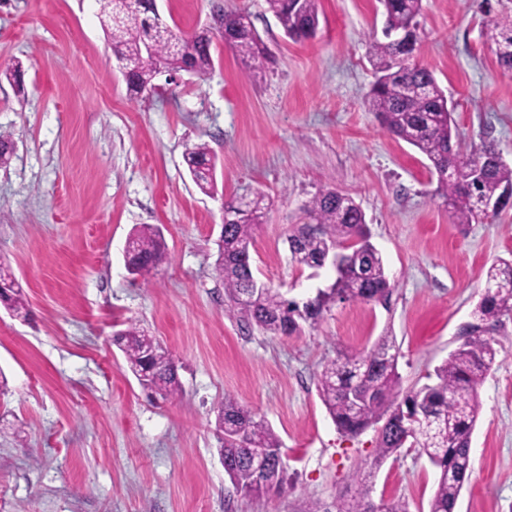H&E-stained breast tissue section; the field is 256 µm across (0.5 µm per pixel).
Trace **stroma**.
<instances>
[{"label":"stroma","instance_id":"obj_1","mask_svg":"<svg viewBox=\"0 0 512 512\" xmlns=\"http://www.w3.org/2000/svg\"><path fill=\"white\" fill-rule=\"evenodd\" d=\"M174 30L212 25L215 8L248 15L270 52L247 76L215 35L204 76L161 73L130 98L97 0H0V129L17 150L0 167V270L31 308L0 311V512H307L362 494L428 512L435 470L417 449L375 464L377 428L339 433L317 376L338 352L394 336L403 389L427 383L461 342L485 271L512 258V208L460 227L416 148L364 107L378 0H320L314 38H288L265 0H157ZM512 0H423L418 62L456 104L467 143L495 141L512 165V76L483 37ZM20 67L22 84L3 76ZM205 143L217 192L183 161ZM334 187L361 206L394 286L389 303L335 304L315 326L277 336L224 310L214 269L225 201L273 205L250 249L259 282L303 301L332 278L292 261L288 236ZM161 228L169 260L130 275L135 227ZM134 322L167 347L179 396L164 400L127 371L112 343ZM499 350L479 388L473 471L455 512H512V315L490 329ZM263 418L282 442L283 489L236 493L215 431L224 401ZM372 471L370 482L361 474Z\"/></svg>","mask_w":512,"mask_h":512}]
</instances>
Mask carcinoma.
<instances>
[{"label": "carcinoma", "mask_w": 512, "mask_h": 512, "mask_svg": "<svg viewBox=\"0 0 512 512\" xmlns=\"http://www.w3.org/2000/svg\"><path fill=\"white\" fill-rule=\"evenodd\" d=\"M103 25L112 51L121 62L129 95L136 98L154 87L161 71H190L204 75L213 67L212 32L187 36L162 22L154 0H99ZM385 16L382 37L368 46L375 80L364 100L367 111L394 137L412 145L430 162L437 177L436 194L443 198L455 224H473L499 215L512 200V167L491 164L499 154L491 141L465 145L456 135L453 108L433 71L415 61L423 0H379ZM268 10L292 40L307 37L319 26L318 0H266ZM224 43L246 69L264 68L267 50L251 20L220 12L215 19ZM485 36L495 45L499 65L512 74V26L489 21ZM188 172L201 193H217L216 160L205 144L185 148ZM494 204L487 210L482 204ZM271 200L262 194L240 196L224 203L238 213L224 225L215 269L224 281L226 311L275 335L290 336L301 324L316 325L324 311L339 302L387 303L392 286L385 261L371 242L365 214L356 201L336 189L320 191L309 203L314 223L297 226L288 237L291 259L309 268L324 266L325 255L347 242L354 245L338 257L334 282L304 303L257 281L250 245L263 223ZM168 259L160 230L149 224L129 237V266L140 272ZM512 313V260L501 259L486 271L485 293L477 304L476 322L463 331V341L437 368L436 381L401 395L399 350L394 337L382 336L364 356L340 352L326 362L317 377L320 398L345 436L379 426L374 467L398 455L409 443L417 445L436 469V487L429 512H454L472 470L471 436L481 402L479 387L496 362L495 341L487 326ZM134 376L149 377L148 389L163 399L179 395L177 368L158 338L130 324L115 336ZM224 470L236 492L256 500L280 490L281 440L262 419L237 403L226 401L216 415ZM338 512H408L406 503L371 506L363 495Z\"/></svg>", "instance_id": "1"}]
</instances>
